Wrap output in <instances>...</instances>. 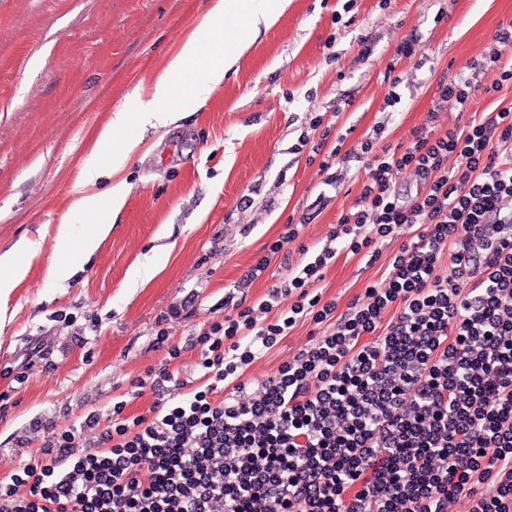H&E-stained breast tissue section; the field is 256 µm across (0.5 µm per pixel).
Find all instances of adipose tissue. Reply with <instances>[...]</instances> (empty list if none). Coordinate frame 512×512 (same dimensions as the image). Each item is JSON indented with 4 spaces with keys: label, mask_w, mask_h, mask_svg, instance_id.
Wrapping results in <instances>:
<instances>
[{
    "label": "adipose tissue",
    "mask_w": 512,
    "mask_h": 512,
    "mask_svg": "<svg viewBox=\"0 0 512 512\" xmlns=\"http://www.w3.org/2000/svg\"><path fill=\"white\" fill-rule=\"evenodd\" d=\"M290 3L291 0H213L208 13L157 78L151 98L140 102L136 111L115 113L101 131L98 140L101 151L85 162L81 173L83 184H96L102 177L115 175L125 168L134 145L127 141L116 148L112 142L127 126L135 124L144 130H155L195 112L203 95L223 85L225 76L235 70L260 30L275 25ZM230 16L236 18L237 25L225 30L223 42L204 43V35ZM188 69L194 72L193 80L183 91L174 92L171 75ZM111 231L112 223L108 220L80 228L72 224L59 225L57 242L64 247L65 256L49 266L47 280L55 284L68 281Z\"/></svg>",
    "instance_id": "1"
}]
</instances>
